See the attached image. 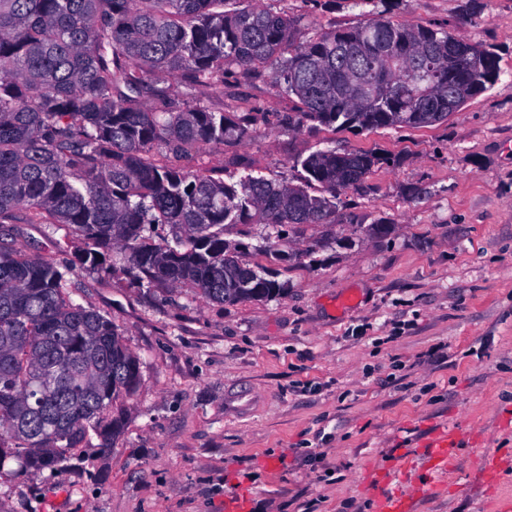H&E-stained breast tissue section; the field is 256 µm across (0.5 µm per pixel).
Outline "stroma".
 <instances>
[{"instance_id":"stroma-1","label":"stroma","mask_w":512,"mask_h":512,"mask_svg":"<svg viewBox=\"0 0 512 512\" xmlns=\"http://www.w3.org/2000/svg\"><path fill=\"white\" fill-rule=\"evenodd\" d=\"M308 29H348L352 0H281ZM398 22L494 46L502 74L448 121L358 132L277 125L204 146L188 167L236 183L299 182L312 151L394 157L337 223L292 235L285 295L224 304L194 288L139 287L82 268L71 299L109 318L140 362L113 404L124 431L96 435L55 472L0 467V512H372L395 488L414 512H512V0H387ZM287 112L270 73L233 94ZM393 225L380 239L362 228ZM17 248L74 259L80 240L20 209Z\"/></svg>"}]
</instances>
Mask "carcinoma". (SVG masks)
<instances>
[{
  "label": "carcinoma",
  "mask_w": 512,
  "mask_h": 512,
  "mask_svg": "<svg viewBox=\"0 0 512 512\" xmlns=\"http://www.w3.org/2000/svg\"><path fill=\"white\" fill-rule=\"evenodd\" d=\"M255 0H0V223L25 207L83 240L76 264L140 286H190L220 303L287 291L268 267L224 238L267 226L263 251L284 259L289 229L334 224L349 192L393 159L316 150L303 183L248 177L228 184L179 165L201 147L249 139L271 120L352 130L423 128L492 89L494 49L445 27L395 23L316 29ZM269 69L291 112L238 105L215 112L157 83L222 86ZM168 224L170 241L151 227ZM125 255L107 263L110 251ZM0 238V466L58 470L89 432L115 447L112 403L139 382L138 357L107 316L67 297L66 274Z\"/></svg>",
  "instance_id": "carcinoma-1"
}]
</instances>
